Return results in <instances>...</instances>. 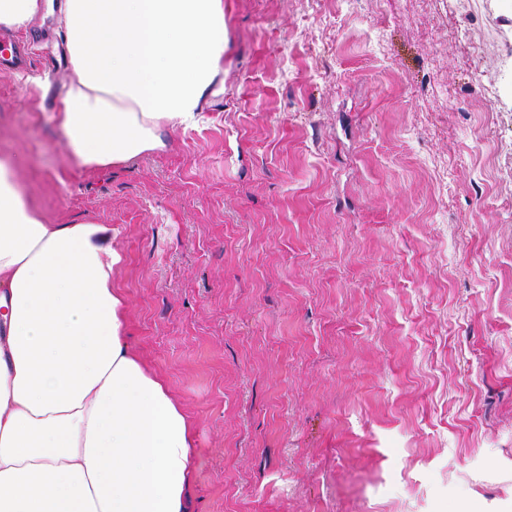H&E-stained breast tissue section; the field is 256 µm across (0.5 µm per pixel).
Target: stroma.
I'll return each instance as SVG.
<instances>
[{"mask_svg":"<svg viewBox=\"0 0 512 512\" xmlns=\"http://www.w3.org/2000/svg\"><path fill=\"white\" fill-rule=\"evenodd\" d=\"M224 101L87 169L56 17L0 67L44 223L117 227L190 512H512V5L224 0Z\"/></svg>","mask_w":512,"mask_h":512,"instance_id":"stroma-1","label":"stroma"}]
</instances>
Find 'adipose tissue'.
Instances as JSON below:
<instances>
[{"mask_svg":"<svg viewBox=\"0 0 512 512\" xmlns=\"http://www.w3.org/2000/svg\"><path fill=\"white\" fill-rule=\"evenodd\" d=\"M57 15L52 120L85 168L164 149L224 97V0H0ZM105 224H46L0 164V512H189L193 425L126 341Z\"/></svg>","mask_w":512,"mask_h":512,"instance_id":"obj_1","label":"adipose tissue"}]
</instances>
